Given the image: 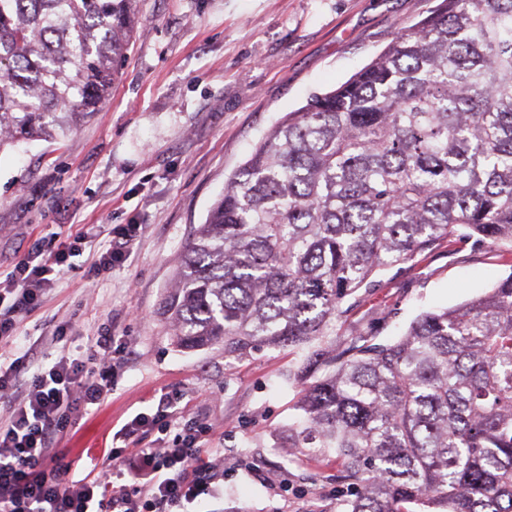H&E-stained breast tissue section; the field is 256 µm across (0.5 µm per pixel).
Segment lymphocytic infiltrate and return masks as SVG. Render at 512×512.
<instances>
[{
    "mask_svg": "<svg viewBox=\"0 0 512 512\" xmlns=\"http://www.w3.org/2000/svg\"><path fill=\"white\" fill-rule=\"evenodd\" d=\"M142 232L139 224L110 228L93 272H110L125 261ZM89 241V232L80 229L13 258L10 278L0 282V345L13 342L20 318L39 305L69 258L82 254ZM112 361V335L105 332L91 338L84 358L34 367L21 356L0 363V512H187L223 481V469L200 445L207 428L166 396L154 414H136L116 432L123 445L105 460L110 475L71 478L55 441L76 411L111 393ZM156 425L180 426L181 434L163 448L138 447L144 430Z\"/></svg>",
    "mask_w": 512,
    "mask_h": 512,
    "instance_id": "lymphocytic-infiltrate-1",
    "label": "lymphocytic infiltrate"
}]
</instances>
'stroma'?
Listing matches in <instances>:
<instances>
[{
	"mask_svg": "<svg viewBox=\"0 0 512 512\" xmlns=\"http://www.w3.org/2000/svg\"><path fill=\"white\" fill-rule=\"evenodd\" d=\"M436 0H141L140 35L101 112L61 140L0 150V278L15 252L85 224L93 249L109 228L142 224L129 259L105 276L92 251L71 258L21 322L15 347L42 340L48 359L85 355L111 329L117 367L100 407L77 413L59 448L79 480L135 414L161 395L211 424V459L224 487L195 512H342L349 492L334 464L296 461L281 437L298 389L288 373L303 353L248 357L186 351L157 315L184 247L228 177L286 113L338 87ZM512 274V248L454 238L377 272L343 304L344 340L391 343L431 309L460 305Z\"/></svg>",
	"mask_w": 512,
	"mask_h": 512,
	"instance_id": "stroma-1",
	"label": "stroma"
}]
</instances>
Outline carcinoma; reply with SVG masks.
Instances as JSON below:
<instances>
[{"label":"carcinoma","mask_w":512,"mask_h":512,"mask_svg":"<svg viewBox=\"0 0 512 512\" xmlns=\"http://www.w3.org/2000/svg\"><path fill=\"white\" fill-rule=\"evenodd\" d=\"M139 0H0V149L99 111ZM461 235L512 245V0H440L284 115L226 181L160 304L177 346L317 344L288 447L344 512H512V274L395 343L336 345L372 275Z\"/></svg>","instance_id":"carcinoma-1"}]
</instances>
